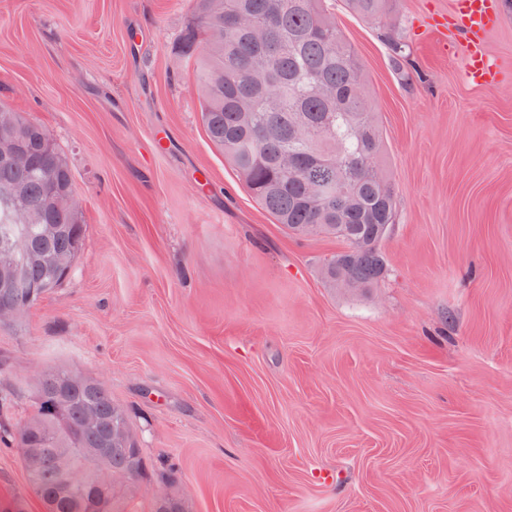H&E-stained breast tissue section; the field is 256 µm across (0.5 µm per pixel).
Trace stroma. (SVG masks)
Here are the masks:
<instances>
[{
    "instance_id": "35a3bbf8",
    "label": "stroma",
    "mask_w": 512,
    "mask_h": 512,
    "mask_svg": "<svg viewBox=\"0 0 512 512\" xmlns=\"http://www.w3.org/2000/svg\"><path fill=\"white\" fill-rule=\"evenodd\" d=\"M385 135L396 219L375 288L277 224L210 142L169 47L192 0H0V105L45 126L86 226L69 277L0 324V426L75 368L186 512H512V5L469 80L456 0H390L411 60L330 0ZM46 512L0 443V499Z\"/></svg>"
}]
</instances>
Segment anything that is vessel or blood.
Returning <instances> with one entry per match:
<instances>
[{"label": "vessel or blood", "mask_w": 512, "mask_h": 512, "mask_svg": "<svg viewBox=\"0 0 512 512\" xmlns=\"http://www.w3.org/2000/svg\"><path fill=\"white\" fill-rule=\"evenodd\" d=\"M458 33L471 47L467 76L476 83H492L496 67L482 51L480 38L500 16V0H457Z\"/></svg>", "instance_id": "1"}]
</instances>
